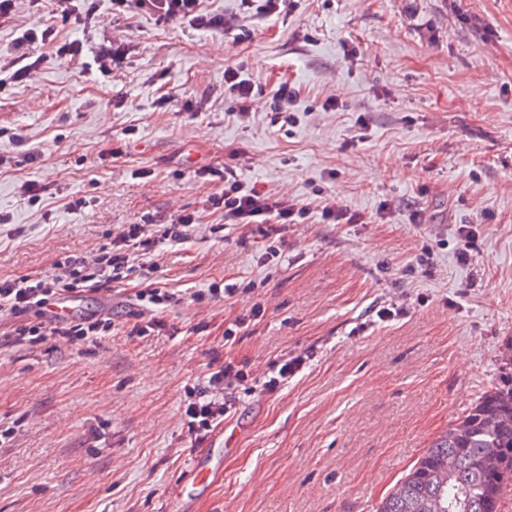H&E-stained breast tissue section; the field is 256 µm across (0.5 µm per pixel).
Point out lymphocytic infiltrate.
<instances>
[{
  "label": "lymphocytic infiltrate",
  "mask_w": 512,
  "mask_h": 512,
  "mask_svg": "<svg viewBox=\"0 0 512 512\" xmlns=\"http://www.w3.org/2000/svg\"><path fill=\"white\" fill-rule=\"evenodd\" d=\"M112 13L126 16L131 9L156 15L158 21H180L193 28H220L223 17L208 14L203 0H111ZM51 46L57 57L80 55L79 45L62 42L53 22L29 28L12 42L7 53L0 54V74L10 80L28 81L38 67L30 59V46ZM224 192L212 198L211 204L220 209L218 223L209 225L208 232L218 235L237 224H264L273 233H283L288 225L299 223L308 216L306 205L298 201L248 188L237 180L232 170H224ZM201 221L199 212L183 211L168 224H123L112 233L108 245L88 256H67L56 260L52 275L26 274L16 278H0V314L15 316L10 334L16 344L35 346L49 341L73 345L93 340L109 333L114 322L106 313L94 312L65 320H53L45 312L47 304L61 295L86 294L101 289L104 284L123 289L132 280L140 286L132 299L140 310L130 333L148 336L165 327L163 312L184 304H201L204 292H176L154 280L153 259L163 246L180 243L194 232ZM246 374L234 359H225L223 366L211 371L207 387L183 410V420L190 435L201 440L218 426L232 418L237 410L230 396L234 386L244 382Z\"/></svg>",
  "instance_id": "f902f5d3"
}]
</instances>
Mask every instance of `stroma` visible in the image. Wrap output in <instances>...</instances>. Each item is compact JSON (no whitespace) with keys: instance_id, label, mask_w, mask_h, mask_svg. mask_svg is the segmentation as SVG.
<instances>
[{"instance_id":"1","label":"stroma","mask_w":512,"mask_h":512,"mask_svg":"<svg viewBox=\"0 0 512 512\" xmlns=\"http://www.w3.org/2000/svg\"><path fill=\"white\" fill-rule=\"evenodd\" d=\"M98 5L96 23L59 31L81 57L0 84L1 277L54 274L119 224L183 209L211 223L205 201L223 185L200 177L209 166L311 214L277 257L257 224L166 247L154 272L166 287L237 293L166 312L156 336L129 335L137 309L108 287L83 296L115 322L93 344L15 346L0 316V430L14 432L0 512H174L197 450L223 445L213 434L192 448L186 389L228 358L259 378L299 353L310 362L278 394L238 391L236 446L192 512H375L512 351V0H299L273 15L207 0L232 19L224 31L141 11L116 24ZM52 8L20 0L0 50ZM107 41L131 53L105 77L85 64ZM228 67L255 87L248 117L224 89ZM283 80L293 125L270 121ZM168 94L205 108L176 111ZM29 181L42 206L22 203ZM328 195L362 223H324ZM256 305L259 321L225 340Z\"/></svg>"}]
</instances>
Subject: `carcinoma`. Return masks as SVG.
Here are the masks:
<instances>
[{
    "label": "carcinoma",
    "mask_w": 512,
    "mask_h": 512,
    "mask_svg": "<svg viewBox=\"0 0 512 512\" xmlns=\"http://www.w3.org/2000/svg\"><path fill=\"white\" fill-rule=\"evenodd\" d=\"M455 467L448 471V457ZM512 490V357L475 406L434 440L378 512H501Z\"/></svg>",
    "instance_id": "carcinoma-1"
}]
</instances>
